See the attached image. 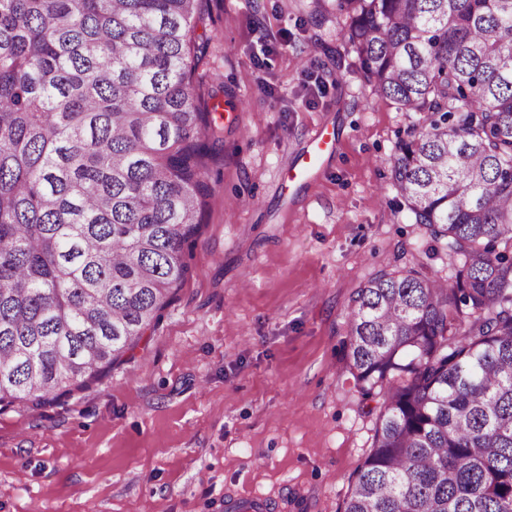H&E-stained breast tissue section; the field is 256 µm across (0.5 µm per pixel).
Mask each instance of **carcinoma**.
I'll return each mask as SVG.
<instances>
[{
  "instance_id": "1",
  "label": "carcinoma",
  "mask_w": 512,
  "mask_h": 512,
  "mask_svg": "<svg viewBox=\"0 0 512 512\" xmlns=\"http://www.w3.org/2000/svg\"><path fill=\"white\" fill-rule=\"evenodd\" d=\"M206 0H0V405L94 381L183 282L223 127ZM453 277L379 271L344 369L379 415L340 512H512V0H338Z\"/></svg>"
}]
</instances>
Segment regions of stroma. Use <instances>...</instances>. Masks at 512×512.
Masks as SVG:
<instances>
[{"instance_id":"obj_1","label":"stroma","mask_w":512,"mask_h":512,"mask_svg":"<svg viewBox=\"0 0 512 512\" xmlns=\"http://www.w3.org/2000/svg\"><path fill=\"white\" fill-rule=\"evenodd\" d=\"M208 14L224 143L186 277L98 380L0 406V512H225L256 497L339 512L378 417L343 370L349 297L382 269L454 273L387 178L421 117L374 94L336 0H208ZM268 34L283 40L270 53ZM321 127L331 151L288 183Z\"/></svg>"}]
</instances>
